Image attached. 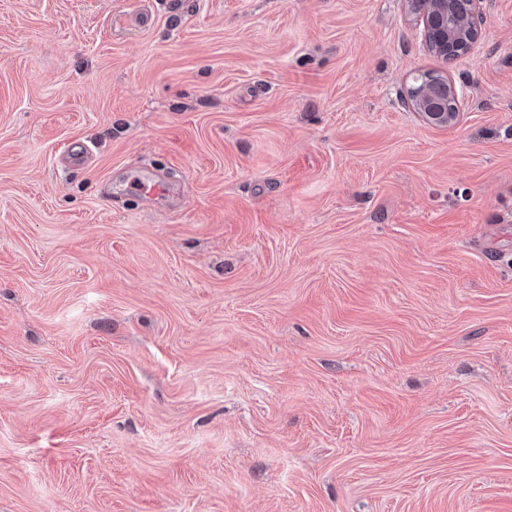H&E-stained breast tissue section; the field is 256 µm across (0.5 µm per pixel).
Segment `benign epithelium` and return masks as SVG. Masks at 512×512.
<instances>
[{
	"label": "benign epithelium",
	"mask_w": 512,
	"mask_h": 512,
	"mask_svg": "<svg viewBox=\"0 0 512 512\" xmlns=\"http://www.w3.org/2000/svg\"><path fill=\"white\" fill-rule=\"evenodd\" d=\"M408 11L423 24L428 48L445 61L469 54L478 43L485 20V0H406ZM406 97L429 124L452 127L465 106L463 91L449 76L429 82L419 72L410 78ZM454 105L448 110L447 103Z\"/></svg>",
	"instance_id": "benign-epithelium-1"
}]
</instances>
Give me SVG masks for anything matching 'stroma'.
Returning a JSON list of instances; mask_svg holds the SVG:
<instances>
[{
	"instance_id": "obj_1",
	"label": "stroma",
	"mask_w": 512,
	"mask_h": 512,
	"mask_svg": "<svg viewBox=\"0 0 512 512\" xmlns=\"http://www.w3.org/2000/svg\"><path fill=\"white\" fill-rule=\"evenodd\" d=\"M0 512H512V0H0ZM405 2L409 13L423 24L428 48L446 62L469 54L478 43L485 20V0ZM424 72L414 74L407 86L406 97L412 108L419 112L428 123L437 127H452L460 119L465 106L463 91L458 88L449 75H441L437 82L430 83ZM450 101L452 105L447 108ZM135 186L133 187L138 194L145 199H159L169 193V184L163 177L141 179L133 177Z\"/></svg>"
}]
</instances>
